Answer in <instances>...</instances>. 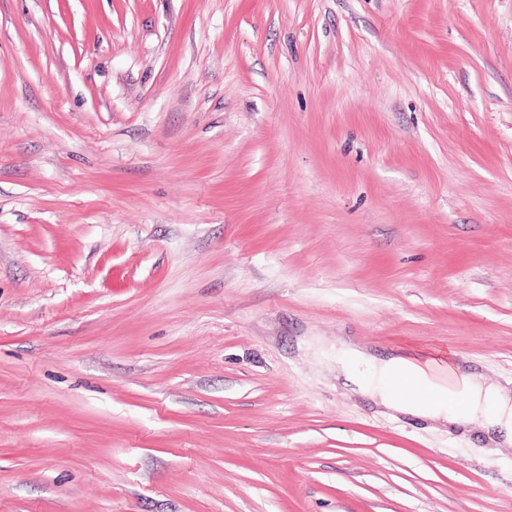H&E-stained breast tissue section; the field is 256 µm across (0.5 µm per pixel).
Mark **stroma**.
Segmentation results:
<instances>
[{
  "label": "stroma",
  "instance_id": "35a3bbf8",
  "mask_svg": "<svg viewBox=\"0 0 512 512\" xmlns=\"http://www.w3.org/2000/svg\"><path fill=\"white\" fill-rule=\"evenodd\" d=\"M340 342L512 384V0H0V512H512Z\"/></svg>",
  "mask_w": 512,
  "mask_h": 512
}]
</instances>
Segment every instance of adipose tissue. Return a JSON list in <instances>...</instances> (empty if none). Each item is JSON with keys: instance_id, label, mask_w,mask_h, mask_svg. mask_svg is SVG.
Wrapping results in <instances>:
<instances>
[{"instance_id": "obj_1", "label": "adipose tissue", "mask_w": 512, "mask_h": 512, "mask_svg": "<svg viewBox=\"0 0 512 512\" xmlns=\"http://www.w3.org/2000/svg\"><path fill=\"white\" fill-rule=\"evenodd\" d=\"M337 368L388 409L451 427L479 425L493 445L512 447V389L486 384L476 372L402 354L379 361L349 344L336 350ZM428 391L426 400L404 395V383Z\"/></svg>"}]
</instances>
